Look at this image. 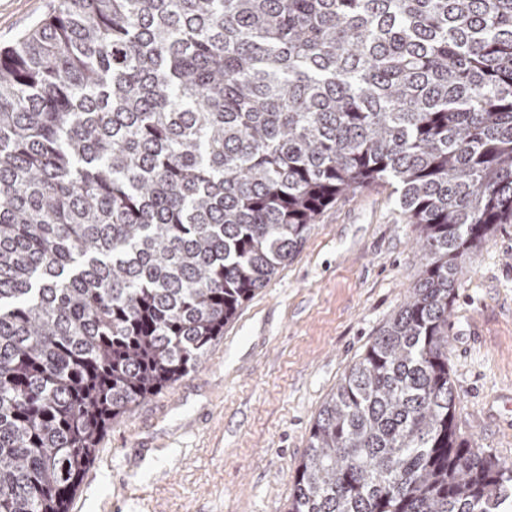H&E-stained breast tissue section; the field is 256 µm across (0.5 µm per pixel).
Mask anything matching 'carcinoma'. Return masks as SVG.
<instances>
[{
    "instance_id": "obj_1",
    "label": "carcinoma",
    "mask_w": 512,
    "mask_h": 512,
    "mask_svg": "<svg viewBox=\"0 0 512 512\" xmlns=\"http://www.w3.org/2000/svg\"><path fill=\"white\" fill-rule=\"evenodd\" d=\"M387 183L423 272L313 425L288 512H512L448 316L512 223V0H59L0 50V512H69L320 213Z\"/></svg>"
}]
</instances>
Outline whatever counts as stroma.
I'll return each instance as SVG.
<instances>
[{"instance_id": "stroma-1", "label": "stroma", "mask_w": 512, "mask_h": 512, "mask_svg": "<svg viewBox=\"0 0 512 512\" xmlns=\"http://www.w3.org/2000/svg\"><path fill=\"white\" fill-rule=\"evenodd\" d=\"M57 0H0V48ZM392 187L339 198L202 364L112 423L70 512H287L329 394L419 279ZM458 432L512 462V224L466 258L448 320Z\"/></svg>"}]
</instances>
